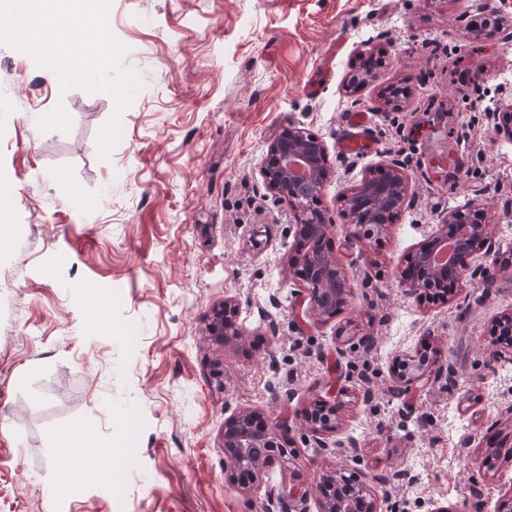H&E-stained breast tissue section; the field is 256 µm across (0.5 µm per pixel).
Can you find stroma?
Masks as SVG:
<instances>
[{"mask_svg":"<svg viewBox=\"0 0 512 512\" xmlns=\"http://www.w3.org/2000/svg\"><path fill=\"white\" fill-rule=\"evenodd\" d=\"M484 2L111 0L120 65L143 83L120 114L0 45V512H278L298 488L291 512H325L339 473L386 476L398 512L512 496V357L490 334L512 313V141L486 118L512 101V10L478 37ZM374 55L379 78L351 90ZM391 84L413 89L396 111ZM352 112L370 153L338 146ZM291 126L327 146L325 242L352 291L326 320L290 294L291 206L260 175ZM390 160L410 192L374 249L343 197ZM472 200L507 266L444 301L407 296L426 226ZM227 302L238 332L219 338ZM424 344L434 382L393 397L396 356ZM321 399L338 412L317 434ZM237 412L289 421L287 457L246 488L224 459ZM86 429L115 448L112 481L65 498L59 437Z\"/></svg>","mask_w":512,"mask_h":512,"instance_id":"35a3bbf8","label":"stroma"}]
</instances>
